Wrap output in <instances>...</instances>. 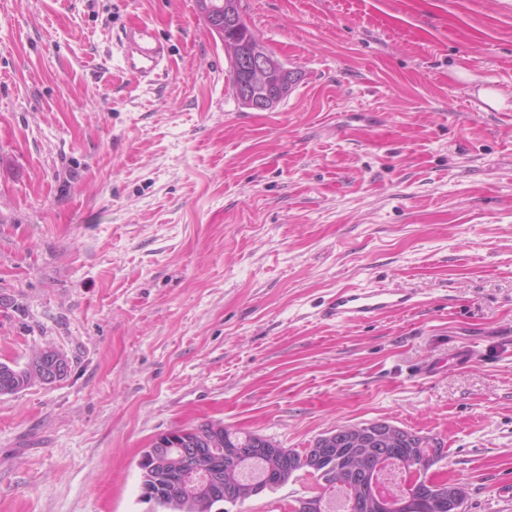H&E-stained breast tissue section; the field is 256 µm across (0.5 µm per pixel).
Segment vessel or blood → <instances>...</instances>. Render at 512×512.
Segmentation results:
<instances>
[{
    "instance_id": "b4317fda",
    "label": "vessel or blood",
    "mask_w": 512,
    "mask_h": 512,
    "mask_svg": "<svg viewBox=\"0 0 512 512\" xmlns=\"http://www.w3.org/2000/svg\"><path fill=\"white\" fill-rule=\"evenodd\" d=\"M119 48L126 70L140 78L155 74L169 53L167 43L145 25L125 30ZM412 303V293L403 288L346 287L331 297L322 315L339 324L367 322L382 313L408 308Z\"/></svg>"
}]
</instances>
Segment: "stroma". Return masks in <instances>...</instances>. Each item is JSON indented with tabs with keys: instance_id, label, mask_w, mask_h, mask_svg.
<instances>
[{
	"instance_id": "obj_1",
	"label": "stroma",
	"mask_w": 512,
	"mask_h": 512,
	"mask_svg": "<svg viewBox=\"0 0 512 512\" xmlns=\"http://www.w3.org/2000/svg\"><path fill=\"white\" fill-rule=\"evenodd\" d=\"M241 12L299 74L271 112L195 0H0V362L69 360L0 395V512H152L138 461L176 427L301 452L375 420L441 441L468 512H512V0ZM141 22L169 46L149 79L118 45ZM378 285L414 306L323 318ZM68 364V359L62 352L46 349L33 363V369L40 374L43 382L53 383L65 375Z\"/></svg>"
}]
</instances>
